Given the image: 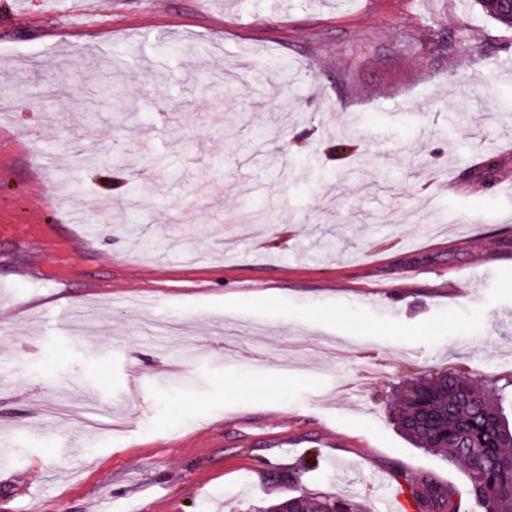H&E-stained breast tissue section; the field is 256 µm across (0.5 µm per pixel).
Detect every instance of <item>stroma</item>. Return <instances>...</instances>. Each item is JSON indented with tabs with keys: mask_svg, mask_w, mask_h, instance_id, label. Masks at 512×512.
I'll use <instances>...</instances> for the list:
<instances>
[{
	"mask_svg": "<svg viewBox=\"0 0 512 512\" xmlns=\"http://www.w3.org/2000/svg\"><path fill=\"white\" fill-rule=\"evenodd\" d=\"M448 370L512 371V30L472 0H0V512H404L407 478L467 485L391 419ZM288 501V511L276 512H370L365 503L357 502L352 499H344L333 496L311 497L305 494L288 498L287 500L272 504L270 509L280 506Z\"/></svg>",
	"mask_w": 512,
	"mask_h": 512,
	"instance_id": "stroma-1",
	"label": "stroma"
}]
</instances>
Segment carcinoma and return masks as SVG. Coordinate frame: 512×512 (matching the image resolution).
Segmentation results:
<instances>
[{"label":"carcinoma","instance_id":"obj_1","mask_svg":"<svg viewBox=\"0 0 512 512\" xmlns=\"http://www.w3.org/2000/svg\"><path fill=\"white\" fill-rule=\"evenodd\" d=\"M393 417L416 448L463 466V491L444 488L424 476L407 480V493L418 512H461L462 497L482 512H512V427L503 422L499 393L481 391L470 373L421 375L397 395ZM288 512H370L352 499L305 494L288 498Z\"/></svg>","mask_w":512,"mask_h":512}]
</instances>
